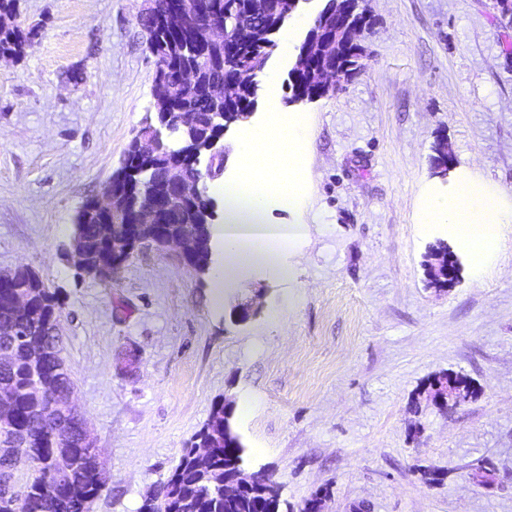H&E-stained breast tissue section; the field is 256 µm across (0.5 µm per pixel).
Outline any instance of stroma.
<instances>
[{
	"label": "stroma",
	"mask_w": 512,
	"mask_h": 512,
	"mask_svg": "<svg viewBox=\"0 0 512 512\" xmlns=\"http://www.w3.org/2000/svg\"><path fill=\"white\" fill-rule=\"evenodd\" d=\"M368 54L343 89L293 106L306 128L289 275L249 268L211 298L174 249L138 247L112 282L84 274L74 220L100 196L147 119L155 59L145 0H16L34 31L0 59V269L26 266L58 297L62 357L107 483L90 512H138L217 402L234 417L247 473L288 512L326 491L323 512H512V229L481 276L431 287L436 240L419 237L433 157L479 171L512 202V23L491 0H367ZM260 103L220 144L267 125ZM239 304L256 314L241 322ZM450 373L470 393L435 403Z\"/></svg>",
	"instance_id": "1"
}]
</instances>
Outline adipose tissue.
Masks as SVG:
<instances>
[{
	"mask_svg": "<svg viewBox=\"0 0 512 512\" xmlns=\"http://www.w3.org/2000/svg\"><path fill=\"white\" fill-rule=\"evenodd\" d=\"M302 127L295 123L277 132L266 130L238 146L242 156L285 154L280 165L244 171L234 182H212L209 190L224 199V221L213 225L212 235L224 246V263L212 274V301L222 305L224 290L247 268L264 265L282 274L290 269L282 262L284 253L294 251L307 235L303 224H273L268 220L272 205L289 207L292 197L277 198L268 192L273 179L299 178L297 166L302 151ZM504 204L497 193L477 177L461 178L448 196L428 197L422 207L419 226L431 232L444 225L466 253L474 270H482L500 251L501 242L512 221L504 216Z\"/></svg>",
	"mask_w": 512,
	"mask_h": 512,
	"instance_id": "adipose-tissue-1",
	"label": "adipose tissue"
}]
</instances>
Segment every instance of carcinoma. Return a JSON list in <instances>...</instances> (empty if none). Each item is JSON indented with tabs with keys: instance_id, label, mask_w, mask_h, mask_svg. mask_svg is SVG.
Here are the masks:
<instances>
[{
	"instance_id": "1",
	"label": "carcinoma",
	"mask_w": 512,
	"mask_h": 512,
	"mask_svg": "<svg viewBox=\"0 0 512 512\" xmlns=\"http://www.w3.org/2000/svg\"><path fill=\"white\" fill-rule=\"evenodd\" d=\"M174 0H149L146 21L170 12ZM220 8L213 14L214 20L225 23L233 38L242 39L243 50L236 56L224 59V70L216 71L209 60L194 54L198 32L194 28L180 31L149 32L148 48L155 57L156 68L167 80V92L173 104L171 112H219L224 106L215 104L205 95V86L216 80L223 81L234 74L237 67L260 69L269 51L257 53L260 43L266 41L267 0H219ZM0 53L18 56L30 46L29 34L16 18L15 0H0ZM191 68L199 73V86L190 90L180 83L184 70ZM177 161L175 155L161 150L155 157L133 165L141 194L154 197L160 194L166 183L169 166ZM205 180L214 181L224 175V158L209 155L204 169ZM212 205V198L202 192L193 207L171 216V224L195 223ZM122 217H105L86 202L77 212L75 234L87 242L88 255L94 256L99 247L112 239V220ZM33 272L19 268L14 287H0V319L15 320L29 332L28 341L39 339L43 326L56 321L62 330V315L56 294L41 278L31 280ZM18 286L36 290L27 315L20 316L11 306L10 299ZM62 337H57L54 351L43 360L34 362L27 353V341L11 347L13 361L0 370V384L15 390L16 405L11 415L0 419V512H81L82 504L102 491L90 462L88 449L79 444L75 434L69 433L72 420L51 416L34 393L37 381L71 386L63 358ZM56 432L67 437L64 448L49 438ZM205 442L212 447L210 456L203 462L193 455L196 444ZM64 458L73 472L74 482L64 483L53 489L47 487L46 477L58 458ZM31 458L38 461L35 469L28 472L25 482H19L17 461ZM245 464L244 447L232 423L224 420V404H215L210 419L195 435L191 446L183 450L178 465L165 483L167 492L161 497L152 494L144 500L139 512H256L261 500L280 497L272 494L278 489L275 483L257 485L249 493L232 499H224V475Z\"/></svg>"
}]
</instances>
